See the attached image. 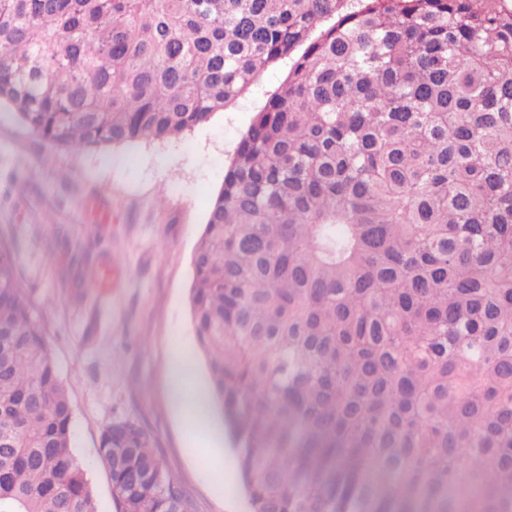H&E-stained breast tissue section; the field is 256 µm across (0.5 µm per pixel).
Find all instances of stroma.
<instances>
[{
	"instance_id": "stroma-1",
	"label": "stroma",
	"mask_w": 512,
	"mask_h": 512,
	"mask_svg": "<svg viewBox=\"0 0 512 512\" xmlns=\"http://www.w3.org/2000/svg\"><path fill=\"white\" fill-rule=\"evenodd\" d=\"M287 74L286 63L270 66L180 138L103 153L35 145L0 107V237L15 243L20 277L45 319L97 512H115L97 452L103 427L122 418L154 436L197 512H250L227 433L208 442L190 431L170 372L178 348L196 349L191 258L210 203L240 138Z\"/></svg>"
}]
</instances>
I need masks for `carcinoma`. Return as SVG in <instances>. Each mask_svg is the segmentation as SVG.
Here are the masks:
<instances>
[{
	"instance_id": "cac0c4a2",
	"label": "carcinoma",
	"mask_w": 512,
	"mask_h": 512,
	"mask_svg": "<svg viewBox=\"0 0 512 512\" xmlns=\"http://www.w3.org/2000/svg\"><path fill=\"white\" fill-rule=\"evenodd\" d=\"M288 58L192 256L251 512H512V10L0 0V106L54 150L180 138ZM72 419L0 238V512H96ZM98 456L115 512H195L140 421Z\"/></svg>"
}]
</instances>
